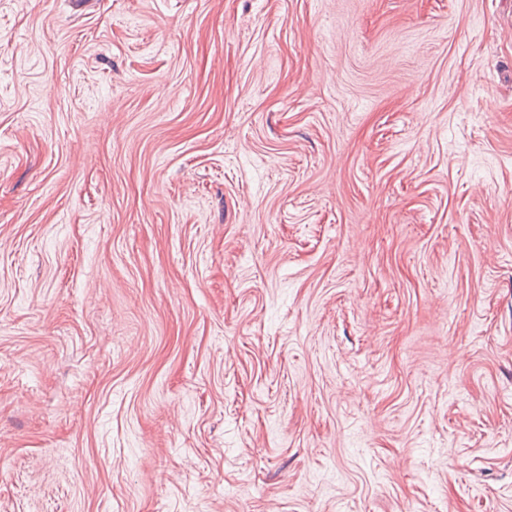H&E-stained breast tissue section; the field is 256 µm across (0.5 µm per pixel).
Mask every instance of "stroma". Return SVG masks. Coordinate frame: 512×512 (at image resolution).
<instances>
[{"label": "stroma", "instance_id": "stroma-1", "mask_svg": "<svg viewBox=\"0 0 512 512\" xmlns=\"http://www.w3.org/2000/svg\"><path fill=\"white\" fill-rule=\"evenodd\" d=\"M0 512H512V0H0Z\"/></svg>", "mask_w": 512, "mask_h": 512}]
</instances>
